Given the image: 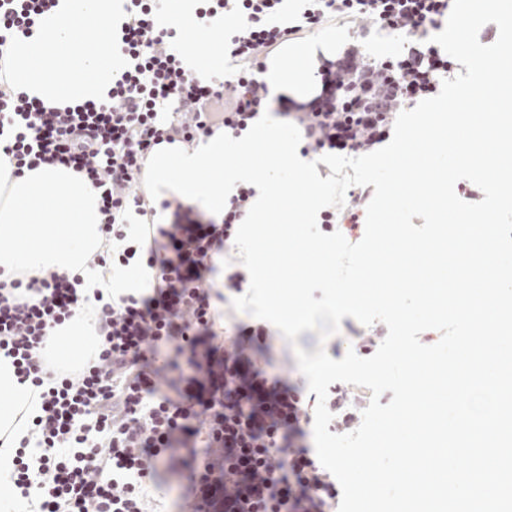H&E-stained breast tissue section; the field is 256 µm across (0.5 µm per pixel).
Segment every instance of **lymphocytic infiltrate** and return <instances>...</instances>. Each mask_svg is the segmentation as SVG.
Here are the masks:
<instances>
[{
  "mask_svg": "<svg viewBox=\"0 0 512 512\" xmlns=\"http://www.w3.org/2000/svg\"><path fill=\"white\" fill-rule=\"evenodd\" d=\"M162 0H129L120 49L128 68L109 99L71 110L0 90V148L13 175L60 164L98 194L111 254L95 264L153 270L149 291L121 294L94 308L80 277L54 273L0 282V349L19 382L39 388L31 437L41 450L16 453L14 483L36 495L38 512H155L145 485L158 467L186 474L182 512H338L336 481L304 443L313 406L265 361L272 331L235 324L229 342L214 329L222 289L241 291L242 266L221 264L247 214L253 189L233 196L222 219L181 200H165L162 224L147 216L140 192L144 161L161 143H191L217 128L246 130L277 104L301 131L303 155L352 156L385 142L398 114L438 94L453 63L430 42L453 0H304L296 24L279 18L285 0H201L199 17L225 15L224 54L239 62L230 78L203 81L184 67L174 29L158 27ZM52 0H0V46L30 32ZM332 19L354 25L355 43L318 70L319 93L305 103L275 96L264 77L269 53L291 36ZM404 36L395 57L359 49L374 29ZM343 213L324 211V231L354 234L371 189L350 192ZM223 273L224 286L214 276ZM93 314L95 356L79 369L44 372L57 329Z\"/></svg>",
  "mask_w": 512,
  "mask_h": 512,
  "instance_id": "obj_1",
  "label": "lymphocytic infiltrate"
}]
</instances>
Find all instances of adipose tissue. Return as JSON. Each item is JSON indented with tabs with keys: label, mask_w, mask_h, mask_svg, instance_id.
I'll return each mask as SVG.
<instances>
[{
	"label": "adipose tissue",
	"mask_w": 512,
	"mask_h": 512,
	"mask_svg": "<svg viewBox=\"0 0 512 512\" xmlns=\"http://www.w3.org/2000/svg\"><path fill=\"white\" fill-rule=\"evenodd\" d=\"M199 7V0H167L158 23L181 28L184 62L205 76L210 72L209 59L222 55L224 19H198ZM319 49V43L309 41L287 45L268 62L266 80L295 99L311 98ZM101 224L96 193L71 169L43 164L16 177L9 163H0V269L6 275L77 274L83 279V295L98 290L107 301L113 294L140 290L136 278L91 265L93 255L112 249ZM95 347L91 317L79 318L60 329L50 359L81 363L93 357ZM39 408L38 390L19 383L10 358L0 353V512L19 508L13 457L28 437L29 420Z\"/></svg>",
	"instance_id": "obj_1"
}]
</instances>
